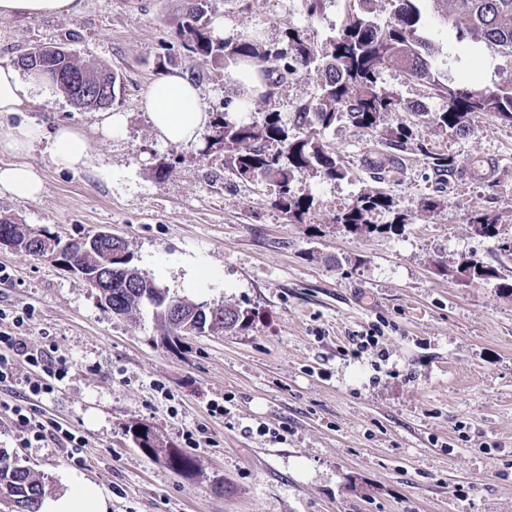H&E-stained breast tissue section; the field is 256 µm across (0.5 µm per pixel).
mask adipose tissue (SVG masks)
Returning <instances> with one entry per match:
<instances>
[{
    "instance_id": "1",
    "label": "adipose tissue",
    "mask_w": 512,
    "mask_h": 512,
    "mask_svg": "<svg viewBox=\"0 0 512 512\" xmlns=\"http://www.w3.org/2000/svg\"><path fill=\"white\" fill-rule=\"evenodd\" d=\"M82 0H0V19L16 16H65L80 12ZM37 78H22L10 66L0 67V114L20 111L31 102L37 90ZM142 108L159 140L169 144L195 143L212 116L202 103L199 89L188 76L173 70L152 84L144 95ZM48 141L55 164L76 169L86 165L88 142L84 132L69 126H57L50 135L28 124L9 129L0 137V151L12 155V163L0 165V194L20 200L37 198L42 179L21 156ZM108 499L91 482L67 478L62 489L45 496L40 512H109Z\"/></svg>"
}]
</instances>
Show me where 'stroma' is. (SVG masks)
I'll use <instances>...</instances> for the list:
<instances>
[{
    "label": "stroma",
    "instance_id": "obj_1",
    "mask_svg": "<svg viewBox=\"0 0 512 512\" xmlns=\"http://www.w3.org/2000/svg\"><path fill=\"white\" fill-rule=\"evenodd\" d=\"M207 0L221 17L263 44H284V25L324 49L345 0H325L307 18L301 0ZM182 0H83L74 17L0 19V66L36 45H64L117 79L113 110L127 125L116 138L92 134L95 115L76 110L52 86L38 103L0 117V136L31 123L88 131L79 170L58 167L45 149L26 156L42 195H0V215L67 239L106 229L170 295L247 311L242 330L162 343L150 308L117 316L77 274L0 246V309L23 313L30 349L65 358L67 377L31 397L45 426L61 422L80 448L25 445L6 413L31 369L16 365L0 384V449L26 461L46 489L76 475L111 500V512H512V295L455 278L473 255L512 278V126L472 117L446 134L414 127L394 170L378 181L377 135L339 122L322 135L347 168L341 180L297 177L293 192L314 199L308 224L290 222L277 188L236 179L220 146L158 141L140 100L172 69L187 74L211 112L239 94L223 64L190 54L172 19ZM324 74L289 76L273 108L291 123L315 98ZM382 87L403 102L445 103L430 86L385 70ZM434 154L456 171L437 177ZM384 188L401 215L394 232L355 235L332 218L362 192ZM427 196L442 199L431 214ZM495 218L485 239L471 209ZM379 328L378 349L360 358L350 339ZM389 353L383 361L378 350ZM227 412L212 413L213 404ZM153 427L173 448L194 432L196 469L171 470L137 448L129 429ZM466 491L459 499L458 491Z\"/></svg>",
    "mask_w": 512,
    "mask_h": 512
}]
</instances>
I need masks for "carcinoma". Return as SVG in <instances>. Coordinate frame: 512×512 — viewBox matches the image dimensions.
Segmentation results:
<instances>
[{
	"label": "carcinoma",
	"mask_w": 512,
	"mask_h": 512,
	"mask_svg": "<svg viewBox=\"0 0 512 512\" xmlns=\"http://www.w3.org/2000/svg\"><path fill=\"white\" fill-rule=\"evenodd\" d=\"M207 0H189L176 22L175 34L181 46L193 55L215 63L230 59L245 65L261 67L266 90L252 100V106L263 108L264 119L244 120L234 112L213 114L211 127L216 141L224 144L225 162L233 174L243 181L266 180L278 188L276 206L290 219L307 223L314 199L297 198L292 184L298 175L329 180L343 179L347 169L336 154L319 138L338 121H346L357 129L382 131L392 149L404 146L412 135V126H430L448 133L461 132L470 116L489 113L500 122L512 125V66L499 74L491 89L479 90L467 83H445L440 80L434 62L441 53L435 40V26L443 24L457 43L476 49H487L512 63V0H390L391 13L378 18L379 0H347L346 11L336 34L318 53L301 30L285 27V47L270 48L258 38H219L209 30ZM277 66H266L271 59ZM48 71L42 73L51 86L69 101L80 95L77 81L84 76L112 75V72L83 63L76 55L45 57ZM319 64L325 71V82L313 100L300 102L292 125L281 121L271 109V100L279 84L289 75ZM398 68L409 78L432 86L436 96L445 101L440 112H431L418 104L402 102L397 95L378 85L380 74ZM405 111L414 125H401L381 130L384 115ZM390 196L373 189L356 199L332 219L353 234L371 233L379 229L376 214L391 210ZM17 237L44 235L18 224L11 217H0V234ZM463 266L471 271V279L512 292V282L499 272L473 257ZM115 286L109 289L112 307H125L130 313L152 301L154 322L163 338L183 336L185 331L172 321L167 303L175 302L183 314L202 311L205 333L241 329L248 314L233 308L224 309V322L210 323V307L172 297L144 273H139L133 288L124 286L121 273L112 271ZM144 453L164 460L177 472L193 468L191 456L166 445L146 448ZM44 485L34 471L17 457L0 453V502L9 504L12 512H38Z\"/></svg>",
	"instance_id": "1"
}]
</instances>
